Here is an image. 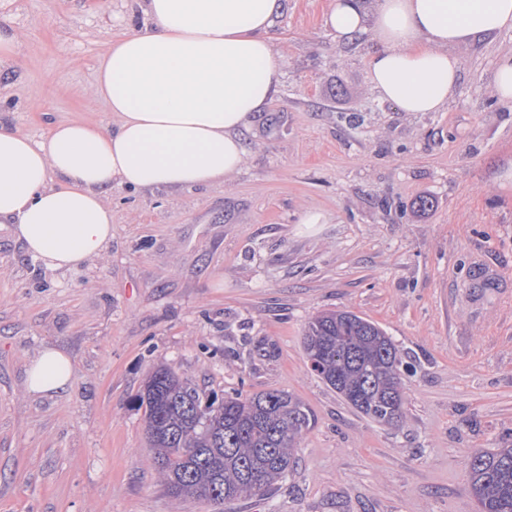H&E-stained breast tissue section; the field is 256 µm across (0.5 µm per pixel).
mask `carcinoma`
<instances>
[{"mask_svg":"<svg viewBox=\"0 0 512 512\" xmlns=\"http://www.w3.org/2000/svg\"><path fill=\"white\" fill-rule=\"evenodd\" d=\"M303 348L311 370L354 410L382 425L405 418L406 369L383 328L352 312H322L307 323ZM137 401L168 495L218 505L275 490L315 423L284 391L233 392L217 401L165 366ZM468 469L479 512H512L511 444L473 456Z\"/></svg>","mask_w":512,"mask_h":512,"instance_id":"cac0c4a2","label":"carcinoma"}]
</instances>
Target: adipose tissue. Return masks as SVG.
Instances as JSON below:
<instances>
[{
  "instance_id": "adipose-tissue-1",
  "label": "adipose tissue",
  "mask_w": 512,
  "mask_h": 512,
  "mask_svg": "<svg viewBox=\"0 0 512 512\" xmlns=\"http://www.w3.org/2000/svg\"><path fill=\"white\" fill-rule=\"evenodd\" d=\"M149 26L111 43L94 95L105 125L49 124L38 140L0 122V224L46 269L100 257L112 241V186L147 190L224 183L242 167V133L278 91L270 29L284 0H137ZM325 26L339 39L371 35L370 88L403 112H438L454 96L455 48L512 28V0H332ZM57 348L31 360L32 395L69 388Z\"/></svg>"
}]
</instances>
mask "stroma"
<instances>
[{
    "label": "stroma",
    "instance_id": "obj_1",
    "mask_svg": "<svg viewBox=\"0 0 512 512\" xmlns=\"http://www.w3.org/2000/svg\"><path fill=\"white\" fill-rule=\"evenodd\" d=\"M330 3L287 0L275 20L279 92L223 184L113 187L109 248L69 271L0 224V512H478L468 462L512 442V103L492 88L512 29L458 49L444 110L402 112L370 89L372 40L323 26ZM147 22L133 0H0L18 38L0 121L33 138L109 122L99 61ZM314 210L325 222L301 223ZM327 310L399 345L413 373L398 425L311 371L304 327ZM47 346L72 384L32 396ZM160 364L208 394L299 398L315 424L287 480L222 505L170 497L136 401Z\"/></svg>",
    "mask_w": 512,
    "mask_h": 512
}]
</instances>
